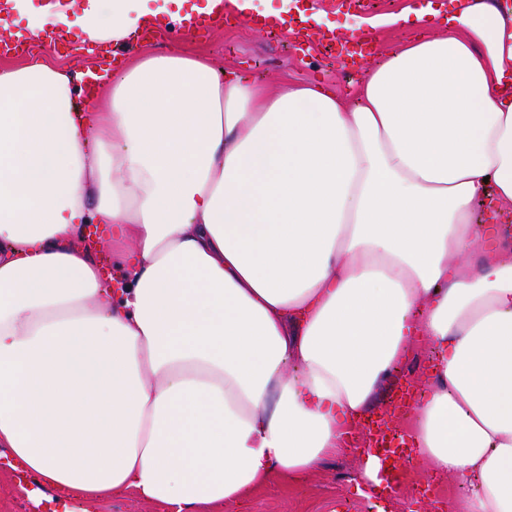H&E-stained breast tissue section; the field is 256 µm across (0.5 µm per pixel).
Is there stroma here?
<instances>
[{
	"mask_svg": "<svg viewBox=\"0 0 512 512\" xmlns=\"http://www.w3.org/2000/svg\"><path fill=\"white\" fill-rule=\"evenodd\" d=\"M182 42V41H181ZM185 50L207 55L216 69L237 68L259 82L328 84L351 97L363 75L326 59L319 50L293 54L286 36L274 37L248 24L216 26L182 42ZM360 465V448L353 445L300 483L263 486L240 505L215 506L211 512H372L371 499L353 481Z\"/></svg>",
	"mask_w": 512,
	"mask_h": 512,
	"instance_id": "stroma-1",
	"label": "stroma"
}]
</instances>
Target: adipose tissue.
Masks as SVG:
<instances>
[{"instance_id": "ef3b65f1", "label": "adipose tissue", "mask_w": 512, "mask_h": 512, "mask_svg": "<svg viewBox=\"0 0 512 512\" xmlns=\"http://www.w3.org/2000/svg\"><path fill=\"white\" fill-rule=\"evenodd\" d=\"M274 0H47L86 53ZM410 36L354 99L144 47L82 95L0 67V448L38 512H207L341 454L418 342L410 417L455 512H512V0L354 17ZM111 256L110 269L101 259ZM428 349L424 342H420L414 353L409 359L403 363L404 365L400 368L405 371V376L407 380L411 381H419L422 380L424 374H427V356ZM90 512H166L167 509L158 504L147 502L134 493L112 497L105 505H92Z\"/></svg>"}]
</instances>
